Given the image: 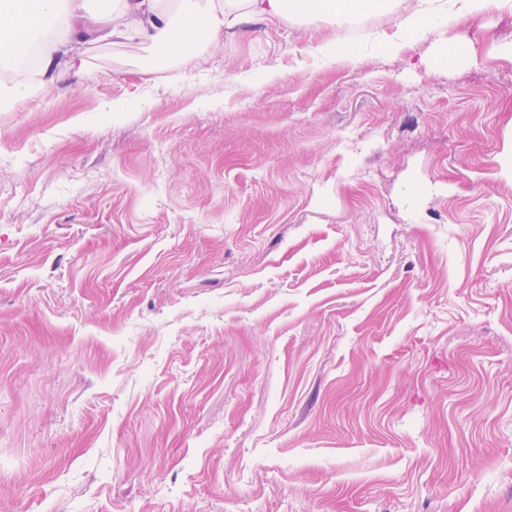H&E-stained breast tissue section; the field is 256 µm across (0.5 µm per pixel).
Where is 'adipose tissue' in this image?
I'll use <instances>...</instances> for the list:
<instances>
[{
    "label": "adipose tissue",
    "mask_w": 512,
    "mask_h": 512,
    "mask_svg": "<svg viewBox=\"0 0 512 512\" xmlns=\"http://www.w3.org/2000/svg\"><path fill=\"white\" fill-rule=\"evenodd\" d=\"M87 0H9L0 6V65L17 62L32 34L44 33L41 60L34 76L24 80L0 79V102L11 101L41 90L59 67H81V39L75 24L85 17ZM455 10L428 11L416 6L404 17L395 36L384 42L392 52L405 43L424 39L432 28L491 9L512 6V0H456ZM358 0H224L215 8L205 0H178L167 9L164 0H113L99 29L115 40H142L159 44L170 53L192 52L203 56L224 28L249 19L266 21L291 14L342 16L358 9Z\"/></svg>",
    "instance_id": "adipose-tissue-1"
}]
</instances>
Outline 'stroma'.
Masks as SVG:
<instances>
[{
	"mask_svg": "<svg viewBox=\"0 0 512 512\" xmlns=\"http://www.w3.org/2000/svg\"><path fill=\"white\" fill-rule=\"evenodd\" d=\"M413 2L0 106V512H512V10ZM457 7L453 11L441 7L429 12L418 0L417 6L410 10L399 25L395 36L383 43L386 51H396L403 43H415L424 39L437 25L451 24L462 17L474 16L491 9L512 7L510 0H455Z\"/></svg>",
	"mask_w": 512,
	"mask_h": 512,
	"instance_id": "35a3bbf8",
	"label": "stroma"
}]
</instances>
